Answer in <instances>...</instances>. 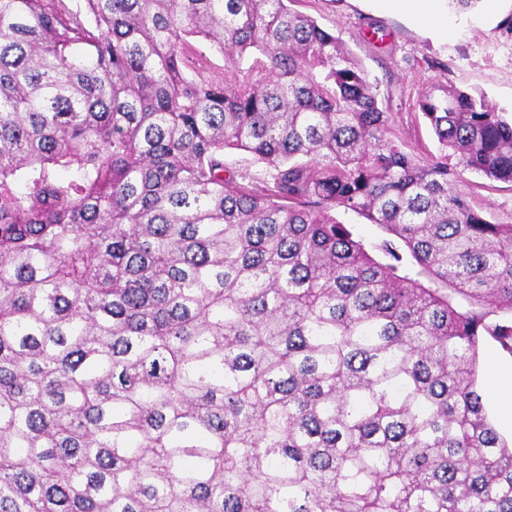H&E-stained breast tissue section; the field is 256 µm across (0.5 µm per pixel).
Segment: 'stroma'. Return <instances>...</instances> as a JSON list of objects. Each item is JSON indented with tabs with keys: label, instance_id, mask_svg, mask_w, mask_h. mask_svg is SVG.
Returning a JSON list of instances; mask_svg holds the SVG:
<instances>
[{
	"label": "stroma",
	"instance_id": "obj_1",
	"mask_svg": "<svg viewBox=\"0 0 512 512\" xmlns=\"http://www.w3.org/2000/svg\"><path fill=\"white\" fill-rule=\"evenodd\" d=\"M293 9L338 35L377 85L396 143L421 158L439 144L418 110L432 84L482 94L512 115V0L459 12L448 0H294ZM455 190L492 223L512 224V184L455 168Z\"/></svg>",
	"mask_w": 512,
	"mask_h": 512
}]
</instances>
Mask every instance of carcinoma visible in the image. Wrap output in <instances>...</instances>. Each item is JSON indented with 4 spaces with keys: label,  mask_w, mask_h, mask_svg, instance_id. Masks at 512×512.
I'll return each mask as SVG.
<instances>
[{
    "label": "carcinoma",
    "mask_w": 512,
    "mask_h": 512,
    "mask_svg": "<svg viewBox=\"0 0 512 512\" xmlns=\"http://www.w3.org/2000/svg\"><path fill=\"white\" fill-rule=\"evenodd\" d=\"M418 106L425 163L288 0H0V512H512V224L448 179L512 183V118ZM195 46L199 55V61L203 62L207 75L216 79L223 78L224 83L233 82L235 77L234 70L225 66L224 57L215 50L212 44L207 41H199L195 42ZM224 169L235 175L237 183H253L260 188L268 174L265 164L257 161L254 156L248 152L239 150H226L224 152ZM245 176L242 179L240 175ZM336 217L339 221L350 225L354 237L362 240L368 246L379 243L387 236L380 226L376 224H369L365 218L353 212L337 210ZM492 355H495L503 363L512 364L511 354L503 351L501 347L492 339H485L480 345L479 349L477 390L483 397L486 414L490 423L510 445L512 439V429H510V426L507 427L501 422L499 413L497 412L485 390L488 377V359ZM489 395L496 401L501 416L512 424V367H502L490 359Z\"/></svg>",
    "instance_id": "cac0c4a2"
}]
</instances>
